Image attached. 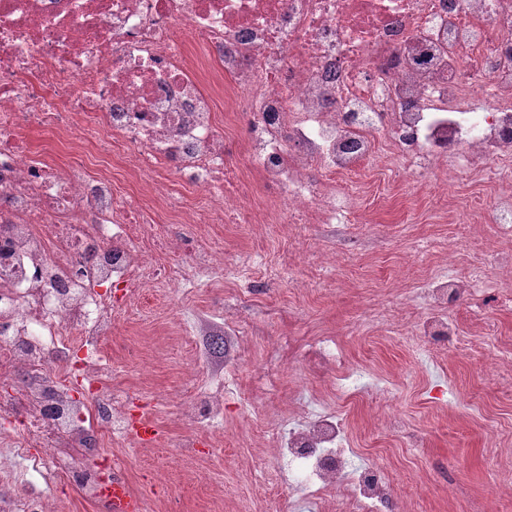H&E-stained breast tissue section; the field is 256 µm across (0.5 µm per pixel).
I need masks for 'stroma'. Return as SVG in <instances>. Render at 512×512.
Here are the masks:
<instances>
[{"label": "stroma", "mask_w": 512, "mask_h": 512, "mask_svg": "<svg viewBox=\"0 0 512 512\" xmlns=\"http://www.w3.org/2000/svg\"><path fill=\"white\" fill-rule=\"evenodd\" d=\"M434 176L405 181L374 209L369 223L336 230L314 224L310 234L333 260L321 276L307 259L293 281L252 283L242 264L253 253L281 256L284 224H218L209 235L224 244L225 272L215 286L177 294L172 305L144 295L143 307L117 325L113 386L128 392L130 418H149L160 446L104 445L126 457V477L144 512H309L301 491L279 478L271 432L295 409L302 386L325 393L331 384L304 355L280 357L294 336L333 333L346 364L389 379L351 407L348 444L359 465L386 470L393 482L387 512H512V384L487 376V348L512 353V304L491 289L457 300L451 319L471 344L457 351L437 339L438 360L373 322L388 305L403 320L423 316V278L455 267L492 266L497 226L479 227L487 252L455 257L429 251L447 243L453 225L440 223ZM495 183L477 172L450 182L447 206L487 211ZM232 312L237 338L235 390L224 400L221 432L189 423L184 404L205 407L222 378V358L197 340L203 320Z\"/></svg>", "instance_id": "35a3bbf8"}]
</instances>
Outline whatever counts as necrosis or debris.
<instances>
[{
	"label": "necrosis or debris",
	"instance_id": "4bbe7bcc",
	"mask_svg": "<svg viewBox=\"0 0 512 512\" xmlns=\"http://www.w3.org/2000/svg\"><path fill=\"white\" fill-rule=\"evenodd\" d=\"M116 161L174 183L146 202L117 187ZM444 162L507 181L491 213L511 241L512 0H0V470L45 493L73 475L71 449L133 438L104 343L132 299L175 282L159 262L164 220L357 224L350 178ZM246 166L274 215L242 191ZM223 264L213 242L175 283L197 288ZM483 284L427 280L410 341L464 344L448 304ZM346 428L326 405L283 420L276 463L324 503L381 512L390 478L355 465Z\"/></svg>",
	"mask_w": 512,
	"mask_h": 512
}]
</instances>
